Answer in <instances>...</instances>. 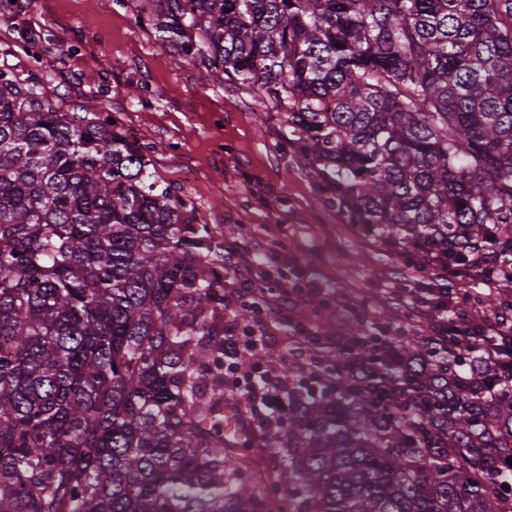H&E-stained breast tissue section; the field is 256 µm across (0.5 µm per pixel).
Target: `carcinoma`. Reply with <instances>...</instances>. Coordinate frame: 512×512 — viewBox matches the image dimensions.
Returning a JSON list of instances; mask_svg holds the SVG:
<instances>
[{
    "label": "carcinoma",
    "instance_id": "cac0c4a2",
    "mask_svg": "<svg viewBox=\"0 0 512 512\" xmlns=\"http://www.w3.org/2000/svg\"><path fill=\"white\" fill-rule=\"evenodd\" d=\"M146 25L287 109L364 237L512 253V0H148ZM95 108L0 70V512H512V364L356 316L261 437H224V262Z\"/></svg>",
    "mask_w": 512,
    "mask_h": 512
}]
</instances>
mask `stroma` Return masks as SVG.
<instances>
[{
  "label": "stroma",
  "mask_w": 512,
  "mask_h": 512,
  "mask_svg": "<svg viewBox=\"0 0 512 512\" xmlns=\"http://www.w3.org/2000/svg\"><path fill=\"white\" fill-rule=\"evenodd\" d=\"M145 0H0V68L42 83L60 111L93 101L149 146L155 178L191 197L201 223L219 226L225 242L265 254L295 277L296 266L323 282L290 303L287 319L253 316L265 346L282 360L300 358L291 319L345 336L348 300L374 312L385 300L387 335L426 349L425 328L405 303L415 282L432 283L422 257L389 251L362 237L320 196L309 165L285 141V111L251 88L229 87L192 62L174 63V48L137 16ZM449 307L477 309L495 321L512 305L499 291L459 279Z\"/></svg>",
  "instance_id": "1"
}]
</instances>
